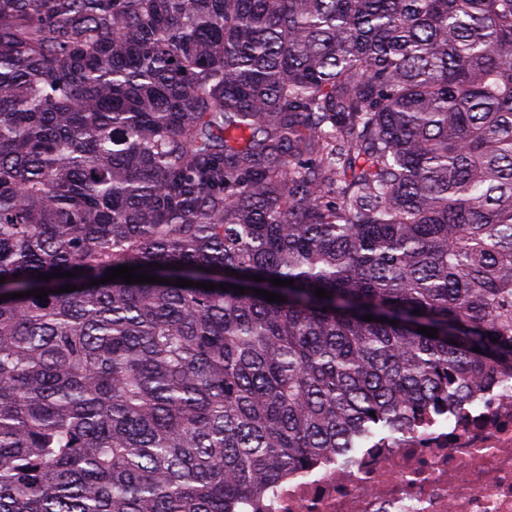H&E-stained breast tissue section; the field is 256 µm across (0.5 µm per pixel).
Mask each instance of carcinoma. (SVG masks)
I'll return each mask as SVG.
<instances>
[{
	"label": "carcinoma",
	"instance_id": "carcinoma-1",
	"mask_svg": "<svg viewBox=\"0 0 512 512\" xmlns=\"http://www.w3.org/2000/svg\"><path fill=\"white\" fill-rule=\"evenodd\" d=\"M0 277V512H231L512 377V0H0Z\"/></svg>",
	"mask_w": 512,
	"mask_h": 512
}]
</instances>
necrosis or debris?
<instances>
[{"label":"necrosis or debris","mask_w":512,"mask_h":512,"mask_svg":"<svg viewBox=\"0 0 512 512\" xmlns=\"http://www.w3.org/2000/svg\"><path fill=\"white\" fill-rule=\"evenodd\" d=\"M235 512H512V382L471 393L419 433L322 454Z\"/></svg>","instance_id":"1"}]
</instances>
